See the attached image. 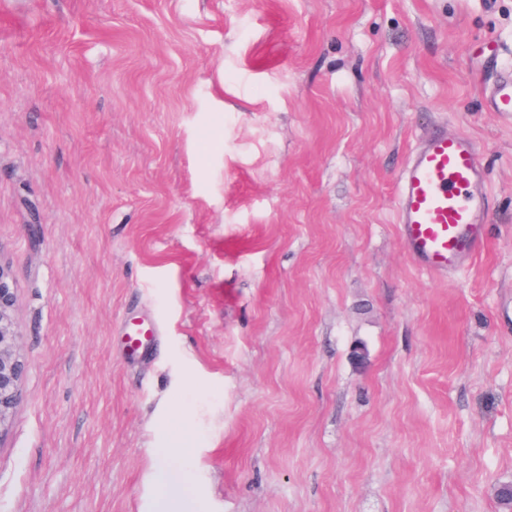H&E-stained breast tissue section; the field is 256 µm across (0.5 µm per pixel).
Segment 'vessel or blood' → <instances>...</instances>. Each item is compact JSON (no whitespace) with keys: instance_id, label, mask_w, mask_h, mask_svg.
Here are the masks:
<instances>
[{"instance_id":"vessel-or-blood-1","label":"vessel or blood","mask_w":512,"mask_h":512,"mask_svg":"<svg viewBox=\"0 0 512 512\" xmlns=\"http://www.w3.org/2000/svg\"><path fill=\"white\" fill-rule=\"evenodd\" d=\"M491 112L512 114V75L502 76L487 97ZM396 222L415 265L431 274L463 268L483 249L490 205L485 157L468 135L435 130L409 153L397 180ZM132 350L149 346L155 320L125 321Z\"/></svg>"}]
</instances>
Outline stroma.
Wrapping results in <instances>:
<instances>
[{
    "mask_svg": "<svg viewBox=\"0 0 512 512\" xmlns=\"http://www.w3.org/2000/svg\"><path fill=\"white\" fill-rule=\"evenodd\" d=\"M509 72L512 0H0V512H162V448L186 512H512ZM437 128L493 207L447 278L394 210ZM487 109L491 112L512 114V75H504L487 97ZM13 304L10 273L0 264V438L11 425L25 370L11 315ZM124 333L127 336L130 348L133 351L144 350L149 346L155 336L160 334L158 323L150 319L126 320L123 325ZM186 453L185 449L182 448H162L161 454L162 459L157 470V483L164 494L163 500L165 501H178L181 499L187 487L186 480L180 477H172L174 474H170L172 463L174 460L182 457Z\"/></svg>",
    "mask_w": 512,
    "mask_h": 512,
    "instance_id": "35a3bbf8",
    "label": "stroma"
}]
</instances>
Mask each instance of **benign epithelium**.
<instances>
[{
    "mask_svg": "<svg viewBox=\"0 0 512 512\" xmlns=\"http://www.w3.org/2000/svg\"><path fill=\"white\" fill-rule=\"evenodd\" d=\"M13 304L10 273L0 264V438L11 425L25 370L11 315Z\"/></svg>",
    "mask_w": 512,
    "mask_h": 512,
    "instance_id": "1",
    "label": "benign epithelium"
}]
</instances>
